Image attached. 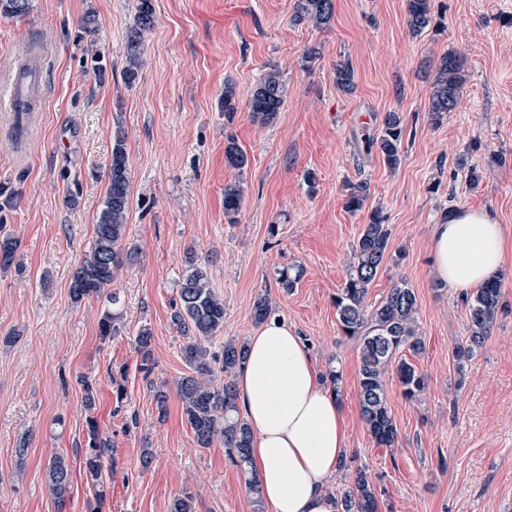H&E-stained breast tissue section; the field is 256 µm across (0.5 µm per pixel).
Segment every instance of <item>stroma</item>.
I'll list each match as a JSON object with an SVG mask.
<instances>
[{"mask_svg": "<svg viewBox=\"0 0 512 512\" xmlns=\"http://www.w3.org/2000/svg\"><path fill=\"white\" fill-rule=\"evenodd\" d=\"M332 2L331 21L319 27L295 21V0H151L154 26L142 34L131 85L126 45L139 0H29L24 16L0 13V71L25 44L46 52L40 111L20 124L0 111V224L18 240L20 261L0 271V512H88L93 491L81 450L90 415L109 445L104 512H169L187 492L196 512H253L223 442L197 447L176 393L188 369L171 314L190 252L224 301V329L211 350L257 330L252 307L266 292L318 369L340 370L351 466L328 495L361 468L377 488L379 512H512V249L502 310L469 358L455 356L467 305L429 261L432 224L462 207L487 213L512 237V0H431V23L416 35L406 0ZM89 14L98 22L91 35L82 28ZM449 53L462 55L465 83L456 110L434 124L431 86ZM345 60L354 69L349 92L335 82ZM273 68L288 99L277 122L261 127L247 104ZM228 82L237 105L230 119ZM389 112L401 113L406 127L394 168L363 149ZM118 134L131 174L126 242L137 257L111 295L75 304L72 276L93 243ZM229 135L249 159L245 170L224 159ZM464 157L477 166L478 184L460 167ZM350 181L370 187L355 213L345 207ZM234 183L245 203L230 224L224 187ZM375 212L391 229V260L366 302L407 281L424 344L411 358L425 379L419 399L403 396L396 370L386 376L397 427L389 448L361 420L358 348L343 336L334 304L351 247ZM292 265L304 276L287 291L275 273ZM108 312L118 333L105 341L99 321ZM144 326L153 335L147 377L134 344ZM156 386L168 395L162 410ZM146 448L153 462L144 470ZM57 453L72 466L62 511L45 482Z\"/></svg>", "mask_w": 512, "mask_h": 512, "instance_id": "stroma-1", "label": "stroma"}]
</instances>
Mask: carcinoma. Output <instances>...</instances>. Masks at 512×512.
I'll return each instance as SVG.
<instances>
[{"mask_svg": "<svg viewBox=\"0 0 512 512\" xmlns=\"http://www.w3.org/2000/svg\"><path fill=\"white\" fill-rule=\"evenodd\" d=\"M0 8L14 17L29 10V0H0ZM294 19L308 20L316 25L327 24L333 12L332 0H296ZM408 25L419 33L431 21L430 0H407ZM126 83L136 82L141 65L140 35L127 43ZM464 63L460 55L450 53L437 68L430 95L429 114L437 124L443 115L453 111L459 100L463 83ZM336 86L349 91L354 85L353 68L348 62L336 64ZM288 98V89L280 72L268 71L257 83L248 102L249 118L259 126L273 124ZM405 133L403 116L386 113L380 132L366 140L367 150H376L387 165L395 168L401 161V146ZM227 163L238 169L248 167L247 155L234 137L224 146ZM108 185L102 208L94 227V241L76 269L70 284V296L76 303L99 296L112 285L118 272L130 264L134 249L122 245L125 237L126 215L129 208L130 169L125 142L115 138L109 165ZM369 195L365 182L347 185L345 206L352 212L363 209ZM245 202L241 184L224 187V218L229 224ZM391 230L373 216L363 228L352 247L347 278L336 294L335 305L343 336L355 341L360 362L357 383L360 411L371 438L378 446L390 447L397 438V429L388 406L385 374L397 364V374L403 394L408 399L419 397L424 381L416 368L402 358L400 351L418 355L423 342L417 333V298L414 289L401 281L391 288L378 304L366 303L369 288L378 277L389 255ZM18 241L11 235L0 236V270L18 266ZM187 268L182 276L172 322L186 338L181 355L191 373L179 378L177 393L183 404L187 425L194 434L198 447L210 448L215 440H224V453L237 466L252 494L256 510L262 508L259 486L249 476L248 448L252 431L240 414L234 378L246 356L243 341L224 342L221 355L210 353L205 346L224 327V300L210 287L206 269L194 255L186 257ZM299 268L288 267L278 272L277 283L284 289L294 288L301 279ZM503 292L500 280L494 279L475 289L468 302V336L466 346L456 351L457 358L470 357L480 349L490 335L497 316ZM276 313L268 293H261L253 304V318L263 323ZM152 332L139 329L134 338L142 358L141 370L150 372ZM220 365L223 380L215 382V365ZM87 442L82 449L83 471L94 491V504L89 512H100L105 500L103 464L108 443L99 435L96 420L86 418ZM46 481L51 496L59 507H64L71 493V465L63 454L52 456L46 467ZM341 512H378V498L374 484L363 469L355 470L349 485L340 493Z\"/></svg>", "mask_w": 512, "mask_h": 512, "instance_id": "obj_1", "label": "carcinoma"}]
</instances>
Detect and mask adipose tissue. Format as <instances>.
Masks as SVG:
<instances>
[{"instance_id":"obj_1","label":"adipose tissue","mask_w":512,"mask_h":512,"mask_svg":"<svg viewBox=\"0 0 512 512\" xmlns=\"http://www.w3.org/2000/svg\"><path fill=\"white\" fill-rule=\"evenodd\" d=\"M504 228L487 215L454 211L433 225L431 267L449 290L466 292L503 270ZM237 401L252 430L249 471L269 512H340L325 492L347 451L336 391L287 321L272 317L246 340Z\"/></svg>"}]
</instances>
